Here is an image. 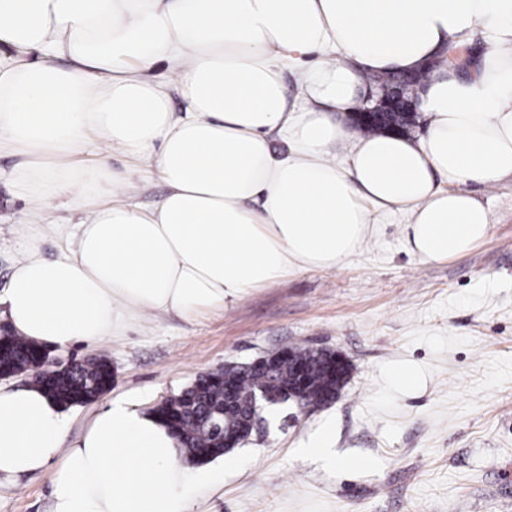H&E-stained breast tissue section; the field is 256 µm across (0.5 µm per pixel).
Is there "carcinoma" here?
Listing matches in <instances>:
<instances>
[{
    "label": "carcinoma",
    "mask_w": 512,
    "mask_h": 512,
    "mask_svg": "<svg viewBox=\"0 0 512 512\" xmlns=\"http://www.w3.org/2000/svg\"><path fill=\"white\" fill-rule=\"evenodd\" d=\"M42 357L43 350L37 345L11 337L8 345L0 349V370L30 371L33 384L64 407L88 404L112 384V366L103 357L88 358L67 369L38 370L35 365ZM324 359L322 351L299 345L293 348L292 361H282L275 370L266 372L242 367L235 369V377L244 397L259 387L287 393L296 388L295 364L304 363L311 382L299 390V402L305 408L317 407L331 401V391H341L351 371V366L347 365L336 379H329L324 373ZM215 377L213 372L201 375L179 394L165 400L167 406L180 411L170 427L197 464L210 462L228 452L223 442L225 429L240 428L247 440L260 426L259 416L245 407L224 412V387L213 381Z\"/></svg>",
    "instance_id": "obj_1"
}]
</instances>
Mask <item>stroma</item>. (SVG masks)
Instances as JSON below:
<instances>
[{
	"label": "stroma",
	"mask_w": 512,
	"mask_h": 512,
	"mask_svg": "<svg viewBox=\"0 0 512 512\" xmlns=\"http://www.w3.org/2000/svg\"><path fill=\"white\" fill-rule=\"evenodd\" d=\"M20 161L0 151V291L25 234L29 204L8 179ZM472 191L492 230L465 255L422 263L401 225L379 224L345 266L302 269L223 310L148 314L101 343L51 351L63 363L112 365L110 390L66 409L67 439L113 399L147 411L202 374L306 344L351 363L337 399L278 406L228 452L231 466L205 464L191 512H512V175ZM398 368L416 385L395 387ZM327 422L332 469L298 453ZM0 512H50L47 473L0 479Z\"/></svg>",
	"instance_id": "obj_1"
}]
</instances>
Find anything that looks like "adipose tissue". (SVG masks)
<instances>
[{
    "mask_svg": "<svg viewBox=\"0 0 512 512\" xmlns=\"http://www.w3.org/2000/svg\"><path fill=\"white\" fill-rule=\"evenodd\" d=\"M0 43V149L23 158L25 224L85 206L66 251L25 248L0 293L13 334L44 348L343 266L386 217L419 261L462 256L492 229L468 184L512 175V0H0ZM422 69L424 134L343 123L371 77ZM148 170L168 187L151 210L129 200ZM65 431L41 389L0 385V477L48 471L51 512H189L206 477L121 399Z\"/></svg>",
    "mask_w": 512,
    "mask_h": 512,
    "instance_id": "1",
    "label": "adipose tissue"
}]
</instances>
